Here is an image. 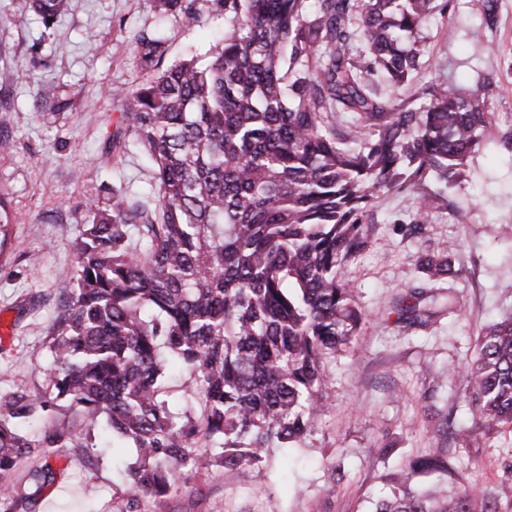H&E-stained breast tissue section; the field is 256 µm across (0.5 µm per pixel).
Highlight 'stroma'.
I'll return each instance as SVG.
<instances>
[{"instance_id":"stroma-1","label":"stroma","mask_w":512,"mask_h":512,"mask_svg":"<svg viewBox=\"0 0 512 512\" xmlns=\"http://www.w3.org/2000/svg\"><path fill=\"white\" fill-rule=\"evenodd\" d=\"M453 0L425 25V49L411 85L454 74L466 87L488 77L491 125L484 149L467 160L466 177L447 209L418 213L416 196L380 190L365 216L366 250L345 279L366 318L350 343L325 363V412L294 448L273 449L265 468H216L185 475L184 486L148 512H369L395 474L437 446L447 473H420L417 484L496 491L512 479V429L483 447L459 432L471 423L463 385L449 378L467 365L488 323L512 312V150L496 141L512 125V0ZM195 26L160 13L153 0H70L44 26L24 0H0V66L19 74L0 87V194L20 218L13 254L0 257V392L51 393L53 324L63 305L59 285L71 274V245L92 214L124 187L159 197L152 164L120 132L122 102L108 88L132 90L147 73L136 59L140 31L165 41V62L206 58L228 24L219 0H191ZM497 54L484 51L487 43ZM68 109L54 110L57 99ZM456 243L454 274L443 284L428 324L399 321L397 309L421 281L417 257ZM136 451L66 449L55 480L26 512H116L126 485L120 465Z\"/></svg>"}]
</instances>
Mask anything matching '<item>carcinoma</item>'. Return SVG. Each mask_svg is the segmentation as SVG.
Returning <instances> with one entry per match:
<instances>
[{
    "label": "carcinoma",
    "instance_id": "1",
    "mask_svg": "<svg viewBox=\"0 0 512 512\" xmlns=\"http://www.w3.org/2000/svg\"><path fill=\"white\" fill-rule=\"evenodd\" d=\"M229 27L202 61L165 67L163 39L136 37L148 78L123 122L152 164L154 207L123 187L95 206L72 244L75 272L54 325L50 395L0 394V512L31 503L52 469L28 474L17 498L7 479L25 457L61 448H135L125 512L164 501L184 472L260 466L301 441L326 406L323 361L349 343L364 313L342 276L368 245L363 218L380 189L448 207L467 158L485 141L486 93L449 76L399 97L423 54L421 32L452 0H220ZM50 27L67 0H26ZM187 24L186 0H157ZM353 118L352 129L336 128ZM17 216L0 196V254ZM444 243L418 256L422 302L448 278ZM461 378L472 411L463 433L486 444L512 428V317L487 325ZM189 373L177 408L165 378ZM76 423L59 417L62 412ZM48 423L37 439L20 430ZM437 448L395 478L372 512H502L512 485L448 497L413 483L446 471Z\"/></svg>",
    "mask_w": 512,
    "mask_h": 512
}]
</instances>
